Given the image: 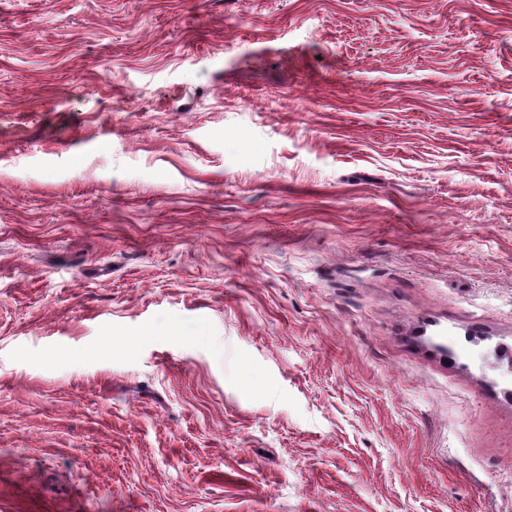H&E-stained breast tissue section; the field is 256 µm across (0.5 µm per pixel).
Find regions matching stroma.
Returning a JSON list of instances; mask_svg holds the SVG:
<instances>
[{
	"label": "stroma",
	"instance_id": "obj_1",
	"mask_svg": "<svg viewBox=\"0 0 512 512\" xmlns=\"http://www.w3.org/2000/svg\"><path fill=\"white\" fill-rule=\"evenodd\" d=\"M512 0H0V512H512Z\"/></svg>",
	"mask_w": 512,
	"mask_h": 512
}]
</instances>
